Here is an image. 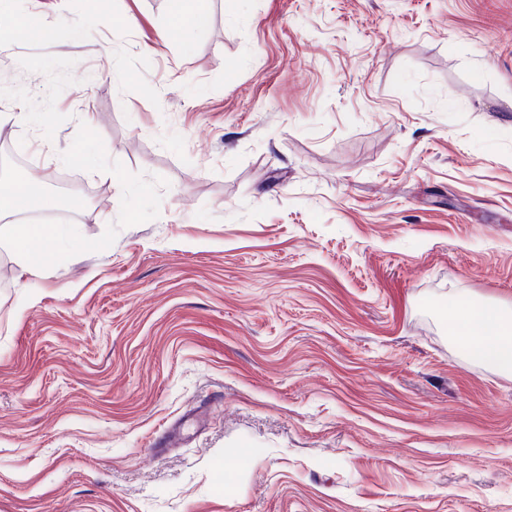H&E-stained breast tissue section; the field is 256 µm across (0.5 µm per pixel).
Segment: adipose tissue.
I'll use <instances>...</instances> for the list:
<instances>
[{"label": "adipose tissue", "instance_id": "1", "mask_svg": "<svg viewBox=\"0 0 512 512\" xmlns=\"http://www.w3.org/2000/svg\"><path fill=\"white\" fill-rule=\"evenodd\" d=\"M56 207L54 198L29 181L0 182V241L16 255L21 271L35 270L47 261L60 229L54 224H17L14 216L24 212L43 214ZM453 311L451 333L461 339L466 352L512 375V309L461 298Z\"/></svg>", "mask_w": 512, "mask_h": 512}]
</instances>
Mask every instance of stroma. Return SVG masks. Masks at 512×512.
I'll return each mask as SVG.
<instances>
[{
	"mask_svg": "<svg viewBox=\"0 0 512 512\" xmlns=\"http://www.w3.org/2000/svg\"><path fill=\"white\" fill-rule=\"evenodd\" d=\"M0 0V149L84 191L0 247V512H512V0ZM80 19L87 36L59 26ZM202 0H172L171 6L175 15H188L194 28H202L208 24L209 14ZM38 25L39 21L36 18H32L21 25L12 24L8 28L1 29V36H3L2 32H6L8 36L12 37L13 39L20 40L24 39L28 33L35 31L40 35L42 39L46 41L52 40L54 38V28L38 27ZM0 226V243L16 255L22 272H29L43 265L55 250L60 229L55 224H16L11 221ZM38 244V248L34 245ZM451 333L473 358L512 375V308L460 298Z\"/></svg>",
	"mask_w": 512,
	"mask_h": 512,
	"instance_id": "stroma-1",
	"label": "stroma"
}]
</instances>
